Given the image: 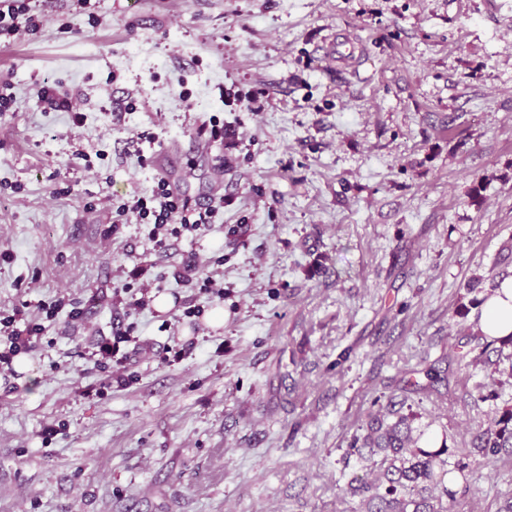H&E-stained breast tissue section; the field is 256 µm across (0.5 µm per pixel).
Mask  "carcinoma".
<instances>
[{"mask_svg":"<svg viewBox=\"0 0 512 512\" xmlns=\"http://www.w3.org/2000/svg\"><path fill=\"white\" fill-rule=\"evenodd\" d=\"M419 373L424 380L413 382L418 390L440 396V388L449 386L446 369L430 364ZM354 443L383 455L385 463L378 481L368 483L354 476L347 482L346 494L360 499L362 512H463L467 487L454 488L455 474L467 478L468 463H449L445 443L438 448L418 446L410 417L399 415L392 422L375 418ZM471 447L488 463L512 448V408L495 416L492 425L479 428Z\"/></svg>","mask_w":512,"mask_h":512,"instance_id":"carcinoma-1","label":"carcinoma"}]
</instances>
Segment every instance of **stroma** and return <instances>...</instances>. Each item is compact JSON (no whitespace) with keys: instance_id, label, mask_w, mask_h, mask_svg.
Segmentation results:
<instances>
[{"instance_id":"1","label":"stroma","mask_w":512,"mask_h":512,"mask_svg":"<svg viewBox=\"0 0 512 512\" xmlns=\"http://www.w3.org/2000/svg\"><path fill=\"white\" fill-rule=\"evenodd\" d=\"M29 5L39 33L0 35V316L41 331L0 379V512H356L348 479L383 465L352 442L391 410L498 512L512 455L469 449L512 406V348L477 361L458 309L512 244V0ZM46 81L73 111L40 110ZM162 180L218 211L161 250L112 210ZM190 256L223 294L171 277ZM125 319L141 348L91 361ZM435 362L447 397L406 395Z\"/></svg>"}]
</instances>
